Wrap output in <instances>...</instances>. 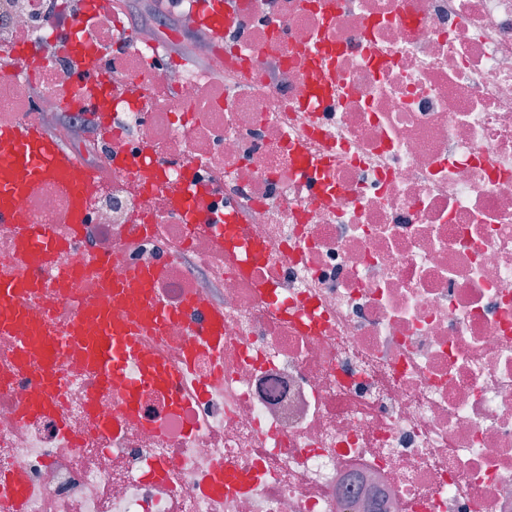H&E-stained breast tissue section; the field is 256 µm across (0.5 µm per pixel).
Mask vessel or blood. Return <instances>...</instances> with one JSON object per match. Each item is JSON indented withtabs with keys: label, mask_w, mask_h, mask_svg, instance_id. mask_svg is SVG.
Segmentation results:
<instances>
[{
	"label": "vessel or blood",
	"mask_w": 512,
	"mask_h": 512,
	"mask_svg": "<svg viewBox=\"0 0 512 512\" xmlns=\"http://www.w3.org/2000/svg\"><path fill=\"white\" fill-rule=\"evenodd\" d=\"M51 179L61 184L70 194L73 206L72 224H80L86 194L95 182V175L80 168L57 144L36 126L28 124L0 128V224H19L17 256L28 266L40 268L54 244L53 235L44 224H20L15 199L27 192L36 182ZM111 256H101L93 272L104 294L124 295L134 313V322L113 321L105 302L89 303L79 308L75 319L62 333H54L44 326L31 327L19 341L20 350L37 344L45 348L48 356L38 368L41 395L21 401L20 418L32 419L52 415L55 411L53 393L57 388V366L60 357L70 356L79 365L95 371L99 385L111 387L119 380L126 360L137 352L141 331L161 333L170 318L167 310L158 308L149 300L153 273L137 272L117 281L111 276ZM32 280H0V335H15L23 322L24 304L35 290ZM95 323V331H87V323ZM177 373L150 360L139 366V378L126 386V414L136 417V401L141 385L162 380H177ZM244 480L235 473L216 464L208 484L211 496L220 498L224 493L243 489ZM30 493L24 474L14 473L0 479V495L6 497L15 512H22Z\"/></svg>",
	"instance_id": "b4317fda"
}]
</instances>
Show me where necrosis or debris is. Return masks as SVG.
Returning <instances> with one entry per match:
<instances>
[{
	"label": "necrosis or debris",
	"mask_w": 512,
	"mask_h": 512,
	"mask_svg": "<svg viewBox=\"0 0 512 512\" xmlns=\"http://www.w3.org/2000/svg\"><path fill=\"white\" fill-rule=\"evenodd\" d=\"M201 3L181 22L207 72L157 56L167 29L125 0H0V126L51 125L100 172L80 234L57 182L17 201L62 246L31 269L0 224V279H39L26 324L63 331L102 299L121 321L94 275L56 286L107 254L114 277L156 272L174 314L112 389L61 362L36 419L17 407L45 352L20 370L0 336V473L26 476L23 512H512V0H233L219 41ZM77 9L86 84L60 45ZM189 190L202 223L173 206ZM154 358L184 371L183 402L145 386L127 419ZM220 462L252 477L221 500ZM181 377V372L175 373L168 368L162 366L158 360H150L140 362L139 378L132 383L126 385V414L129 418L137 417L136 401L138 390L141 385L152 383L158 380L167 383L174 382Z\"/></svg>",
	"instance_id": "4bbe7bcc"
}]
</instances>
